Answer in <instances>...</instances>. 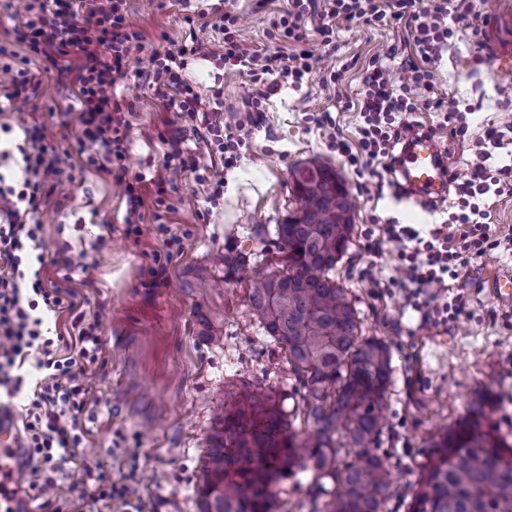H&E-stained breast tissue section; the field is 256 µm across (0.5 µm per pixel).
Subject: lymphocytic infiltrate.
I'll list each match as a JSON object with an SVG mask.
<instances>
[{
  "label": "lymphocytic infiltrate",
  "mask_w": 512,
  "mask_h": 512,
  "mask_svg": "<svg viewBox=\"0 0 512 512\" xmlns=\"http://www.w3.org/2000/svg\"><path fill=\"white\" fill-rule=\"evenodd\" d=\"M320 16L318 34L321 50L311 49L305 25L307 10ZM468 0H444L426 7L422 0H293V7L278 25L286 42L294 45L289 55H268L247 46L237 20L223 14L224 52L212 55L195 34L152 49L144 76L154 94L170 101L177 116L188 125H203L205 142L232 166L244 138L258 126L266 101L275 95L274 74L293 82L325 60L336 56L334 22H364L388 25L405 23L412 37L416 63L401 90H394L388 71L372 64L364 79L358 129L359 149L350 152L339 137L331 144L346 153L357 175H375L376 164L395 170L397 146L407 145L412 127L405 117L417 111V90L433 93L434 107L451 124L452 137H465L466 116L457 99L435 95L436 64L452 47L449 17L466 19ZM16 40L25 44L28 55L19 56L0 45V85L12 92L7 100L11 111L25 112L40 81L31 68L39 59L73 75L77 86L81 133L75 153L86 165L113 179L124 195L128 210L124 234L139 237L145 218L162 223L160 212L145 215L142 188L150 183L163 194L173 175L195 172L206 184L211 201L224 195L222 173L201 169L195 157L171 141L161 170L152 176L129 174L125 165L129 125L123 105L113 92L118 79L127 73L133 49L141 48L143 34L128 20L125 0H24L17 15ZM74 58L75 68L63 67ZM216 58L227 70L246 73L255 89L244 110L224 119L222 89L202 99L193 81L185 75L189 60ZM19 131L22 139L15 149L0 148V157L19 152L22 164L18 185L8 184L0 174V411L18 416L22 454L29 471L24 493L39 512H70L76 505L79 483L93 484L97 501L116 502L123 512H141L139 496L128 477L111 478L92 470L78 456V448L89 439L84 415L89 404L87 374L104 364L102 320L88 299L78 298L70 284L74 271L89 272L98 265L96 254L64 249L62 257L47 258L38 217L43 203L61 193L75 179L71 152L59 149L47 127L21 118L18 125L0 124V132ZM490 150L479 152L466 182L458 184L456 210L443 224L420 231L411 224L388 222L378 225L368 248L381 256L385 245H394L398 264L394 274L373 280V287L398 289L406 305L419 311L423 321L445 323L466 305L464 292L444 299L443 290L459 280L467 260L502 250L512 253V234L492 226L490 213L479 199L487 193H512V165L490 166L491 149L504 148L505 134L492 127L486 132ZM65 320L64 330H52V322ZM80 470V482L59 479L62 463Z\"/></svg>",
  "instance_id": "f902f5d3"
}]
</instances>
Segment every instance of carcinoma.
I'll use <instances>...</instances> for the list:
<instances>
[{
    "instance_id": "cac0c4a2",
    "label": "carcinoma",
    "mask_w": 512,
    "mask_h": 512,
    "mask_svg": "<svg viewBox=\"0 0 512 512\" xmlns=\"http://www.w3.org/2000/svg\"><path fill=\"white\" fill-rule=\"evenodd\" d=\"M292 172L298 216L276 226L286 272L257 273L251 321L282 345L303 390L292 418L270 396L241 391L224 403L197 478L198 512H276L275 486L306 473L313 512H386L396 476L371 448L381 433L392 374L390 346L362 335L358 308L332 271L346 253L352 212L332 166ZM201 335L224 342L214 319ZM301 418L302 428L295 427ZM483 407L460 427L433 437L407 512H512V445L494 436Z\"/></svg>"
}]
</instances>
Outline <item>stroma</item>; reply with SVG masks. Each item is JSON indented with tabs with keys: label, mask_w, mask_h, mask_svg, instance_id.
Returning <instances> with one entry per match:
<instances>
[{
	"label": "stroma",
	"mask_w": 512,
	"mask_h": 512,
	"mask_svg": "<svg viewBox=\"0 0 512 512\" xmlns=\"http://www.w3.org/2000/svg\"><path fill=\"white\" fill-rule=\"evenodd\" d=\"M214 2L128 0L130 20L146 36L144 50H132L127 75L114 88L126 103L130 173L160 167L170 138L181 140L200 164L211 162L199 133L181 124L172 108L157 99L142 72L150 48L166 37L181 39L190 28L212 51L223 52L219 18L210 11ZM470 3L466 20L448 22L456 47L443 55L436 84L438 93L454 95L467 106L465 141L450 137L442 114L435 110L411 116L436 128L437 142L462 179L470 172L488 125L512 122V79L503 76L512 71V0ZM291 7L290 0H224L222 5L223 11L238 17L248 45L269 54L291 51L274 27ZM336 41L340 81L324 86L319 70L298 87L278 77L279 88L237 165L224 172V197L218 205L209 206L207 188L193 172H182L165 194L171 207L167 232L147 223L136 240L122 233L126 202L120 188L84 168L74 152L80 133L75 85L54 71L41 77L37 115L62 149L71 151L78 168L75 182L64 188V203L52 201L43 208L45 242L52 250L65 245L88 250L95 246L102 225L113 227L98 267L75 279L102 313L106 350L105 367L88 374L96 403L88 422L92 435L82 453L88 464L101 466L113 477L133 474L144 512H197L196 477L224 410L225 393L246 384L262 393H288L284 406H294L292 396L299 384L287 357L251 322L246 303L254 274L274 270L280 257L277 224L297 207L290 172L311 159L335 167L354 202L353 236L336 266V279L356 302L366 335L392 344V383L377 443L397 476L388 512H407L429 456L431 433L460 425L473 404L483 403L492 434L512 443V300L500 298L492 288L493 282L512 273V257L495 252L466 264L460 283L468 304L445 326L421 322L398 290L373 287L368 275L369 229L391 218L402 224L443 221L456 191L448 189L445 199L432 204L404 193L388 172L382 175V196L365 191L363 178L331 148V129L318 126L315 118L331 113L341 138L356 145V102L366 70L372 62H381L392 84L402 86L409 76L405 61L412 40L401 24L340 22ZM186 74L203 96L222 87L228 110L242 109L252 91L246 74L211 61H191ZM169 233L181 238L182 249L172 259L166 283L148 287L151 256ZM244 249L253 254L250 268L226 276L223 289L208 300L224 322V342L215 346L201 335L194 277L197 270L211 268L215 257Z\"/></svg>",
	"instance_id": "obj_1"
}]
</instances>
